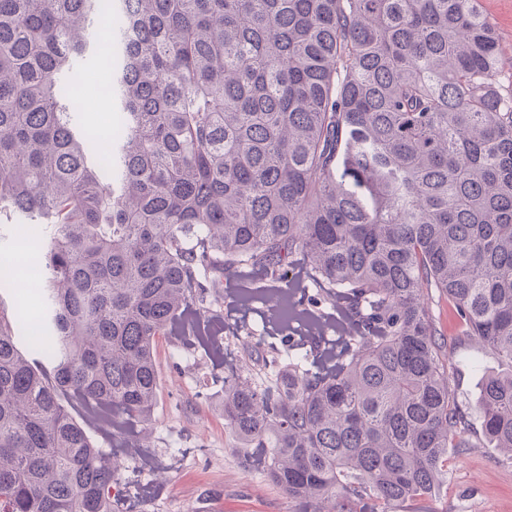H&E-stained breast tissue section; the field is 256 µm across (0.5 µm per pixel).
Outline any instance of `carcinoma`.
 Instances as JSON below:
<instances>
[{"label": "carcinoma", "mask_w": 512, "mask_h": 512, "mask_svg": "<svg viewBox=\"0 0 512 512\" xmlns=\"http://www.w3.org/2000/svg\"><path fill=\"white\" fill-rule=\"evenodd\" d=\"M478 2L0 0V217L41 225L45 264L42 358L0 306V512H118L72 407L148 416L156 340L244 269L282 325L342 314L327 364L247 331L224 378L225 424L288 497L386 512L450 448L512 461V370L482 378L476 432L422 298L512 364V84ZM87 50L121 112L96 140L62 81ZM299 259L316 291L297 299Z\"/></svg>", "instance_id": "cac0c4a2"}]
</instances>
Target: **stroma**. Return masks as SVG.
<instances>
[{
	"label": "stroma",
	"instance_id": "35a3bbf8",
	"mask_svg": "<svg viewBox=\"0 0 512 512\" xmlns=\"http://www.w3.org/2000/svg\"><path fill=\"white\" fill-rule=\"evenodd\" d=\"M500 41V79L512 82V0H479ZM74 77L84 88L88 105L76 113L77 125L98 134L113 123L111 109L93 101L96 85L110 75L76 64ZM428 303L448 342V362L455 369L458 392L475 402L481 378L505 370L499 357L475 337H458L459 316L448 301L430 296ZM220 319L223 358L214 357L195 337L173 335L157 344L158 401L148 419L126 420L118 434L93 430L97 445L116 451L120 467L116 487L124 498H136L134 512H332V500L303 506L272 485L251 449L241 447L224 423V377L244 366L236 338L244 332L281 345L262 300L243 306L233 289L200 313V322ZM149 434L150 449L133 443ZM391 512H512V463L490 444L458 453L448 451V473L440 487L424 498L392 506Z\"/></svg>",
	"mask_w": 512,
	"mask_h": 512
}]
</instances>
